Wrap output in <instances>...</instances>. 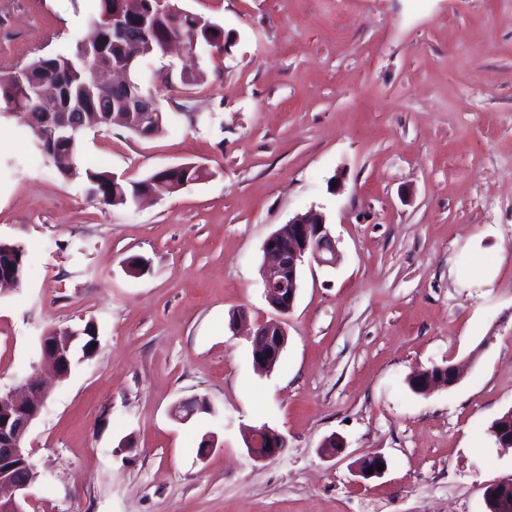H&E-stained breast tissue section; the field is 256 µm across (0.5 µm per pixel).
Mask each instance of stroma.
<instances>
[{
  "mask_svg": "<svg viewBox=\"0 0 512 512\" xmlns=\"http://www.w3.org/2000/svg\"><path fill=\"white\" fill-rule=\"evenodd\" d=\"M179 4L235 36L202 57L199 120L157 84L164 130L86 131L82 160L204 180L105 207L0 116V241L29 260L0 294V388L36 372L47 329L97 327L30 432L28 512H487L485 485L512 475L487 434L512 408V0H352L341 23L336 0ZM98 16L99 0H0V73ZM311 209L341 259L304 267L262 375L229 316H273L263 243ZM448 363L455 386L410 388ZM191 397L210 412L177 421ZM262 425L288 446L257 462L243 430ZM335 434L345 448L325 453ZM373 452L383 476L356 477Z\"/></svg>",
  "mask_w": 512,
  "mask_h": 512,
  "instance_id": "obj_1",
  "label": "stroma"
}]
</instances>
